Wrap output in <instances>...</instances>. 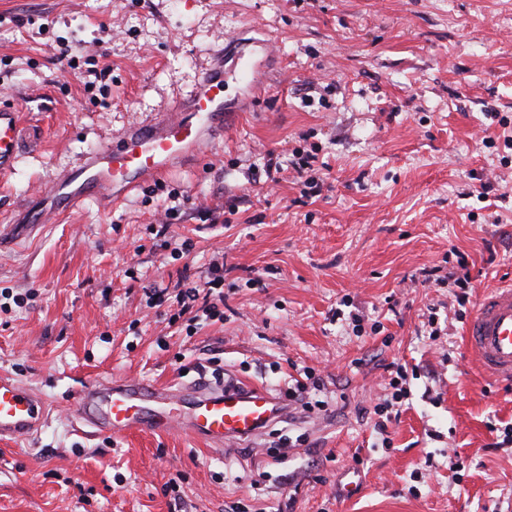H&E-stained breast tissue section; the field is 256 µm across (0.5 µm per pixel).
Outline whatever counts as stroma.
<instances>
[{"mask_svg": "<svg viewBox=\"0 0 512 512\" xmlns=\"http://www.w3.org/2000/svg\"><path fill=\"white\" fill-rule=\"evenodd\" d=\"M219 48L250 52L262 88L204 157L0 252V374L47 404L38 432L0 442V512H512V446L495 445L512 382L468 350L453 279L465 258L467 315L512 283V0H0V100L25 131L0 225L187 100ZM303 150L320 196L290 164ZM213 280L212 316L181 312ZM398 360L416 377L381 448L370 409ZM304 366L323 408L249 447L91 434L71 409L110 377L284 398Z\"/></svg>", "mask_w": 512, "mask_h": 512, "instance_id": "obj_1", "label": "stroma"}]
</instances>
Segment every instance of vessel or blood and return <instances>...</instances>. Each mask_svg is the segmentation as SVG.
I'll return each instance as SVG.
<instances>
[{
    "instance_id": "1",
    "label": "vessel or blood",
    "mask_w": 512,
    "mask_h": 512,
    "mask_svg": "<svg viewBox=\"0 0 512 512\" xmlns=\"http://www.w3.org/2000/svg\"><path fill=\"white\" fill-rule=\"evenodd\" d=\"M234 116L224 96V59L216 57L190 99L150 124L130 125L110 144L87 154L42 194L38 222L0 226V244L28 236L57 211L91 198L119 203L147 179L188 154L200 153ZM22 117L0 105V173H9L22 147ZM467 343L484 374L512 381V284L490 289L466 326ZM82 425L121 437L173 429L211 447L253 445L274 423L290 418L266 387L230 380L221 387L164 388L135 379L102 378L78 390L72 403ZM46 404L31 389L0 376V440L19 441L42 426Z\"/></svg>"
}]
</instances>
